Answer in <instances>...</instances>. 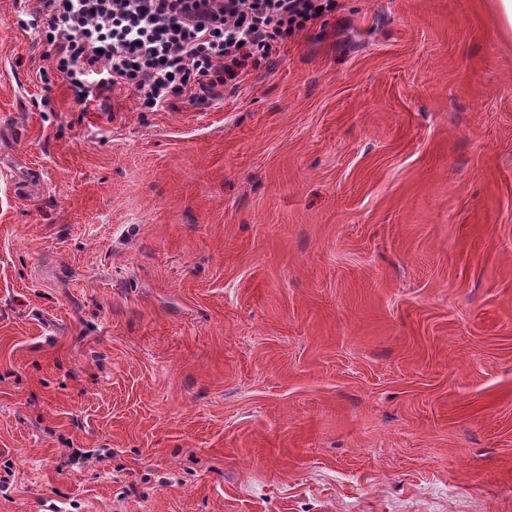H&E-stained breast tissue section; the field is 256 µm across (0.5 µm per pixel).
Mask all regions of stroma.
Returning a JSON list of instances; mask_svg holds the SVG:
<instances>
[{
	"label": "stroma",
	"mask_w": 512,
	"mask_h": 512,
	"mask_svg": "<svg viewBox=\"0 0 512 512\" xmlns=\"http://www.w3.org/2000/svg\"><path fill=\"white\" fill-rule=\"evenodd\" d=\"M0 0V512H512V38L336 0L217 100L84 112Z\"/></svg>",
	"instance_id": "obj_1"
}]
</instances>
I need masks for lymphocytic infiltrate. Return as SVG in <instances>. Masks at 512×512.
<instances>
[{
	"label": "lymphocytic infiltrate",
	"mask_w": 512,
	"mask_h": 512,
	"mask_svg": "<svg viewBox=\"0 0 512 512\" xmlns=\"http://www.w3.org/2000/svg\"><path fill=\"white\" fill-rule=\"evenodd\" d=\"M34 2L16 23L41 30V77L63 75L76 104L104 112L125 96L141 112L209 102L336 9V0Z\"/></svg>",
	"instance_id": "1"
}]
</instances>
